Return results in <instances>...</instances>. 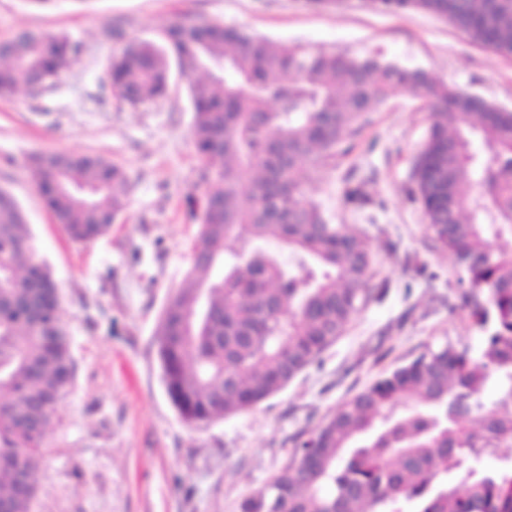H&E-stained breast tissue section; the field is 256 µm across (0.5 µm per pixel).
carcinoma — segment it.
<instances>
[{
  "label": "carcinoma",
  "instance_id": "carcinoma-1",
  "mask_svg": "<svg viewBox=\"0 0 512 512\" xmlns=\"http://www.w3.org/2000/svg\"><path fill=\"white\" fill-rule=\"evenodd\" d=\"M446 19L512 56V0H380ZM81 51L65 34L0 42V98L51 89ZM189 78L203 191L193 260L158 332L168 395L189 423L257 406L319 359L353 313L385 295L368 243L332 224L306 188L347 157L369 115L401 90L430 112L413 166L437 246L462 268L483 333L429 350L298 437L242 512H512V462L481 465L512 439V112L377 56L312 51L219 23L180 20L113 54L109 89L138 107ZM35 186L69 238L106 233L125 207L122 167L94 155L30 156ZM257 175L248 186L240 172ZM274 242L291 259L266 250ZM59 292L14 197L0 189V505L31 512L46 429L74 379ZM236 382L228 383L229 376ZM495 386L491 404L484 402Z\"/></svg>",
  "mask_w": 512,
  "mask_h": 512
}]
</instances>
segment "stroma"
<instances>
[{"mask_svg": "<svg viewBox=\"0 0 512 512\" xmlns=\"http://www.w3.org/2000/svg\"><path fill=\"white\" fill-rule=\"evenodd\" d=\"M180 17L288 46L377 54L512 110V56L426 12L385 11L375 0H54L47 8L0 0V41L36 29L84 45L52 91L0 99V188L26 213L58 285L75 364L44 437L32 512H241L287 462L292 435L421 353L480 348L457 285L462 270L434 250L413 195L430 119L403 90L372 114L352 154L307 188L331 223L368 241L386 296L359 307L318 361L256 407L199 426L181 418L163 381L157 325L192 265L197 232L186 219L188 196L202 190L188 80L173 73L165 99L137 108L105 88L119 47L108 29L140 41ZM38 152L94 154L125 170L126 206L109 232L85 244L69 240L36 190L28 159ZM356 185L365 206L345 199Z\"/></svg>", "mask_w": 512, "mask_h": 512, "instance_id": "obj_1", "label": "stroma"}]
</instances>
